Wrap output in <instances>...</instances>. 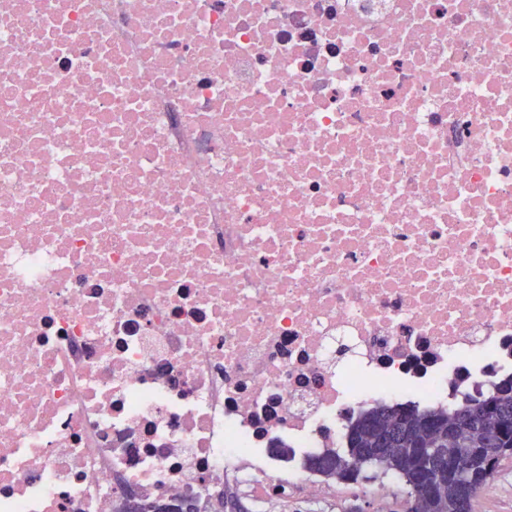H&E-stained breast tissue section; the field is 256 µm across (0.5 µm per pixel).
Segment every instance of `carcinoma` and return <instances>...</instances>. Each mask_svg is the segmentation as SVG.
<instances>
[{
  "label": "carcinoma",
  "instance_id": "cac0c4a2",
  "mask_svg": "<svg viewBox=\"0 0 512 512\" xmlns=\"http://www.w3.org/2000/svg\"><path fill=\"white\" fill-rule=\"evenodd\" d=\"M448 420L460 421L462 433L485 441V452L489 455L496 454L495 442L488 437V430L494 422L512 421V376L503 378L487 393H465L458 403L450 407L421 410L415 405L378 406L350 423L346 447H363L377 428L392 427L402 436H417L430 423H444ZM333 459L340 460V453L328 450L311 459L308 468L326 479L350 480L341 468L328 467V463ZM366 468L375 469L383 476L392 472L398 475L409 489L419 479V475L400 460L379 458L367 463ZM445 492L451 505L448 512H472L474 496L468 485L449 483L445 487Z\"/></svg>",
  "mask_w": 512,
  "mask_h": 512
}]
</instances>
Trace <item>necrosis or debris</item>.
<instances>
[{
    "mask_svg": "<svg viewBox=\"0 0 512 512\" xmlns=\"http://www.w3.org/2000/svg\"><path fill=\"white\" fill-rule=\"evenodd\" d=\"M512 374V0H0V512L301 486Z\"/></svg>",
    "mask_w": 512,
    "mask_h": 512,
    "instance_id": "obj_1",
    "label": "necrosis or debris"
}]
</instances>
